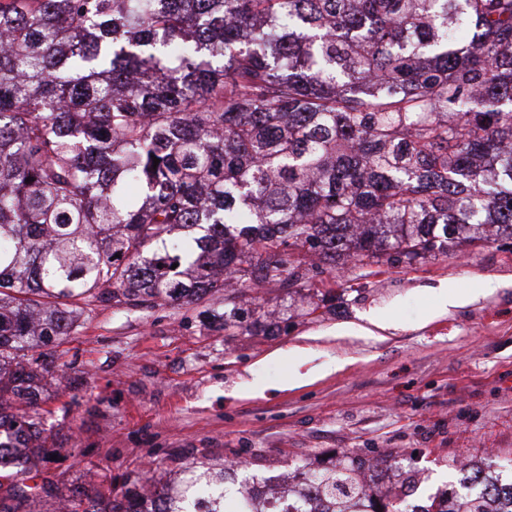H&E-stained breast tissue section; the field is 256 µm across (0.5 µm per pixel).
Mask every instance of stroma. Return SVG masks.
<instances>
[{"mask_svg": "<svg viewBox=\"0 0 512 512\" xmlns=\"http://www.w3.org/2000/svg\"><path fill=\"white\" fill-rule=\"evenodd\" d=\"M464 301L436 315V288ZM228 336L201 313L86 305L56 349L61 376L32 399L60 490L123 488L200 462L278 476L332 454H415L419 495L448 491L459 461L512 470V239L413 263L310 269L305 288H258ZM391 331L367 332L370 316ZM301 386H289L290 378Z\"/></svg>", "mask_w": 512, "mask_h": 512, "instance_id": "obj_1", "label": "stroma"}]
</instances>
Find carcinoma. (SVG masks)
<instances>
[{"mask_svg": "<svg viewBox=\"0 0 512 512\" xmlns=\"http://www.w3.org/2000/svg\"><path fill=\"white\" fill-rule=\"evenodd\" d=\"M160 159L154 163L153 158ZM31 182H26V178ZM512 238V0H0V512L55 493L23 397L82 304L159 308ZM411 461L288 473V512H512L481 459L404 507ZM208 464L67 512H226ZM238 512H269L251 476Z\"/></svg>", "mask_w": 512, "mask_h": 512, "instance_id": "carcinoma-1", "label": "carcinoma"}]
</instances>
